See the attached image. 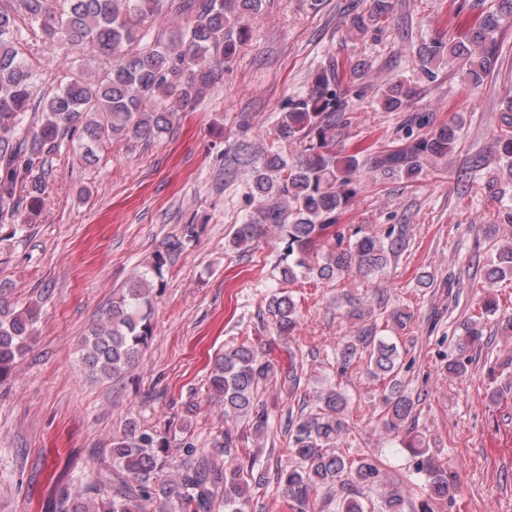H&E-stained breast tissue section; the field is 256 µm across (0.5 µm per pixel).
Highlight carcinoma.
I'll list each match as a JSON object with an SVG mask.
<instances>
[{
  "instance_id": "cac0c4a2",
  "label": "carcinoma",
  "mask_w": 512,
  "mask_h": 512,
  "mask_svg": "<svg viewBox=\"0 0 512 512\" xmlns=\"http://www.w3.org/2000/svg\"><path fill=\"white\" fill-rule=\"evenodd\" d=\"M266 0H0V225L31 224L40 213L47 190V156L64 140L85 145L83 160L96 161L93 146L106 140L135 143L168 132L179 113L190 108L248 45L245 18H255ZM392 0H371L348 15V34L365 35L390 14ZM512 20L506 14L481 17L463 40L438 37L419 49L423 74L436 77L432 63L465 60L462 77L482 86L494 74L499 33ZM79 50L84 60L102 65L84 68L50 92L37 91L23 50L34 42ZM364 64L330 55L313 74L309 90L290 98L278 112L276 139L296 143L300 153L287 159L278 152L248 153L244 147L228 169L251 167L257 197L255 213L234 229L232 243L250 250L270 228L279 232L280 263L288 281L297 272L333 280L355 268L365 276L383 271L403 248L406 231L391 226L380 238L356 230L345 241L337 217L349 206L358 187L376 174L416 180L426 164L448 155L457 145L459 126L450 122L388 149L358 148L340 156L336 128L348 120L344 83L360 75ZM417 95L411 83L399 81L382 90L379 106L401 112ZM501 125L492 134V159L512 179V88L502 101ZM199 225L186 224L182 235L156 249L135 278L112 299L108 309L83 337L78 350L81 371L94 381L122 377L153 336L150 306L164 288L165 273L196 239ZM512 274V243L503 246L487 273L486 287ZM346 313L358 321L355 336L336 348L340 372L354 362L383 380L379 395L385 430L411 432L416 401L399 375L402 355L397 343L378 335V319L386 314L399 325L411 313L388 310L389 298L343 296ZM276 333L287 336L300 313L293 298L274 294L267 304ZM38 314L0 303V379L18 371L34 332ZM480 323L460 324L459 346L465 352L482 341ZM277 374L275 364L249 344L217 355L205 387V401L224 406L223 441L229 453L239 436L234 425L251 421L264 431L268 409L261 390ZM308 412L288 411L287 452L294 462L276 470L287 512H311L319 492L336 495V512H436L457 491L447 470L435 463L428 448L404 444L414 469L424 475L425 497L414 504L392 484L380 500L367 491L381 483L382 462L375 456L350 459L339 445L351 435L346 419L348 398L337 386L314 391ZM168 433L125 424L112 442V465L122 489L108 491L77 484L60 493L57 512H143L153 500L162 512H244L250 484L244 467L199 448L187 440L178 460L170 452Z\"/></svg>"
}]
</instances>
